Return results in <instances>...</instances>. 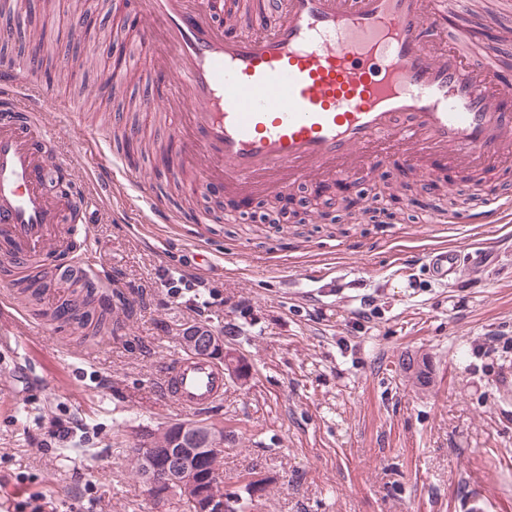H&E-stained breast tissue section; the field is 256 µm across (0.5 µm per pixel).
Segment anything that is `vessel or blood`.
Masks as SVG:
<instances>
[{"instance_id":"obj_1","label":"vessel or blood","mask_w":512,"mask_h":512,"mask_svg":"<svg viewBox=\"0 0 512 512\" xmlns=\"http://www.w3.org/2000/svg\"><path fill=\"white\" fill-rule=\"evenodd\" d=\"M133 5L151 20L141 49L161 43L177 75L162 85L150 71L155 91L144 107L188 95L186 127L170 147L177 159L202 161L206 189L278 197L310 175L339 182L375 174L391 158L429 177L462 178L512 157V60L466 61L474 41L450 23L462 0H242L229 26L206 0ZM447 39V54L436 52ZM35 80L30 67L0 71V259L37 283L48 260L59 278L95 286L89 268L55 244L64 209L46 186L45 134L17 103ZM143 201L151 222H174L159 197L147 192ZM510 213L492 193L465 221L500 224ZM427 258L438 280L456 275L454 251ZM161 391L205 412L224 397V368L178 357Z\"/></svg>"}]
</instances>
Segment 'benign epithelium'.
<instances>
[{"label":"benign epithelium","mask_w":512,"mask_h":512,"mask_svg":"<svg viewBox=\"0 0 512 512\" xmlns=\"http://www.w3.org/2000/svg\"><path fill=\"white\" fill-rule=\"evenodd\" d=\"M183 347L193 356L205 357L229 368L230 376L241 369L244 384L249 367L225 347L224 337L208 326L191 325L181 333ZM138 445L152 451L141 457V471L147 486L160 500L180 492L196 504V512H227L224 492H219L197 476L198 462L205 452L224 444V428L215 424L186 420L177 431L171 427L140 428L134 431Z\"/></svg>","instance_id":"obj_1"}]
</instances>
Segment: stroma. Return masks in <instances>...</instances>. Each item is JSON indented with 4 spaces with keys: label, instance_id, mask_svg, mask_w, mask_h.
I'll return each instance as SVG.
<instances>
[{
    "label": "stroma",
    "instance_id": "35a3bbf8",
    "mask_svg": "<svg viewBox=\"0 0 512 512\" xmlns=\"http://www.w3.org/2000/svg\"><path fill=\"white\" fill-rule=\"evenodd\" d=\"M57 3L45 39H26L22 61L49 53L61 68L81 51L98 63L81 91L56 80L23 97L50 133V155L65 163L53 182L65 195L72 183L102 182L121 157L113 127L168 140L167 111L187 110L189 100L119 110V98L151 92L145 51L130 54L120 96L100 92L116 28L137 29V18L122 0H91L76 39L69 0ZM489 13L500 40L477 37L480 56L511 57L512 0H468L460 22ZM135 171L182 221L147 223L135 186L103 191L88 233L66 243L77 258L95 253L111 287L64 283L35 300L0 263V291L16 302L0 311V512L32 496L52 512H184L174 497L154 503L130 446L135 428L189 419L160 384L192 324L209 325L250 367L246 385L225 380L223 403L203 420L226 434L225 490L254 472L269 477L252 512H465L472 496L512 512V223L424 224L440 180L405 191L409 174L388 161L375 178H353L372 197L370 211L345 215L335 185L314 176L288 188L296 212L282 227L264 223L260 198L225 201L197 225L190 211L211 196L194 171L179 175L154 159ZM489 186L512 197V162L458 191L477 210ZM443 245L458 255V273L444 283L421 260ZM411 252L418 261H406ZM187 272L203 287L171 295ZM88 293L106 303L104 326L59 317L57 304ZM406 354L427 359L428 388L404 377ZM72 419L85 431L55 443L56 424Z\"/></svg>",
    "mask_w": 512,
    "mask_h": 512
}]
</instances>
